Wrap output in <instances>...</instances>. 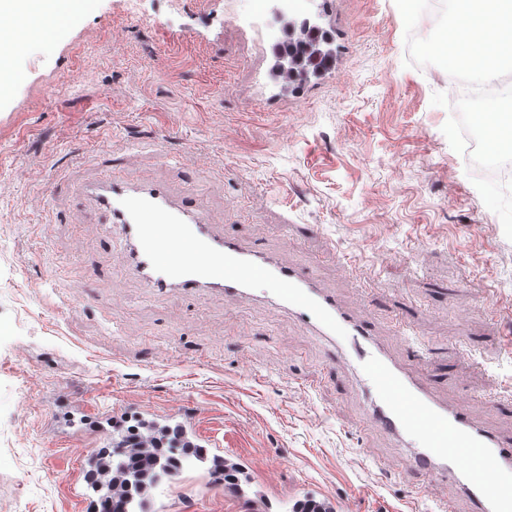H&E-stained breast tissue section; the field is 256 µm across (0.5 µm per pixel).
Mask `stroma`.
<instances>
[{"instance_id":"stroma-1","label":"stroma","mask_w":512,"mask_h":512,"mask_svg":"<svg viewBox=\"0 0 512 512\" xmlns=\"http://www.w3.org/2000/svg\"><path fill=\"white\" fill-rule=\"evenodd\" d=\"M273 0H96L47 34L21 19L0 93V512H84L68 486L88 443L50 429L52 397L160 413L179 404L244 460L257 490L313 488L341 512L470 504L455 485L394 476L405 449L365 422L324 341L266 303L155 295L120 264L118 235L57 178L110 149L141 178L194 194L226 234L370 303L399 360L410 324L440 398L512 438V194L489 206L442 127V68L404 67L394 0H295L330 15L335 71L281 98L260 67ZM163 512H248L196 467Z\"/></svg>"}]
</instances>
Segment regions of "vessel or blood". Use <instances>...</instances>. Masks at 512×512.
<instances>
[{
	"label": "vessel or blood",
	"mask_w": 512,
	"mask_h": 512,
	"mask_svg": "<svg viewBox=\"0 0 512 512\" xmlns=\"http://www.w3.org/2000/svg\"><path fill=\"white\" fill-rule=\"evenodd\" d=\"M303 36V30L296 29L269 47L268 71L281 85L295 80L284 61ZM94 163L101 173L81 183L78 195L91 206L98 223L117 227L124 264L151 293L220 294L225 303L235 305L254 301L258 279L273 280L271 307L322 337L332 362L359 377L367 423L408 449L410 469L456 485L470 500L472 512H512V441L477 426L464 409L438 400L418 375L424 358L406 363L392 357L370 313L347 309L303 270L225 234L190 195L177 196L164 183L136 179L111 154L98 155ZM165 418L169 429L198 449L212 477L222 475L220 443L178 406H171ZM117 422L114 412L104 417L93 412L85 420L88 434L99 444L151 455L150 438L133 443L114 437ZM235 472L236 479L224 485V496L248 501L253 512H339L334 498L323 492L305 491L280 505L253 490L245 467L236 466ZM78 499L85 512L128 509L125 486L118 478L107 494L86 489Z\"/></svg>",
	"instance_id": "b4317fda"
}]
</instances>
